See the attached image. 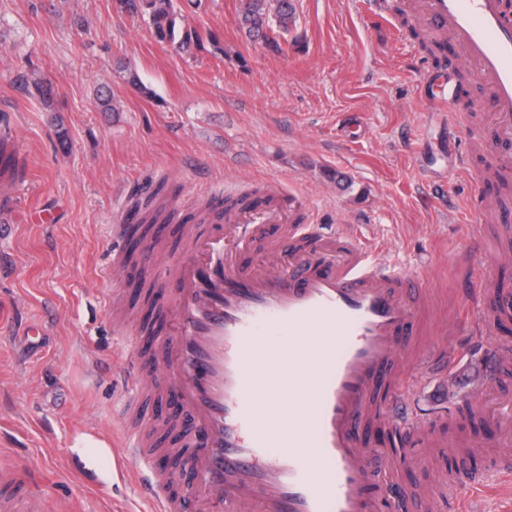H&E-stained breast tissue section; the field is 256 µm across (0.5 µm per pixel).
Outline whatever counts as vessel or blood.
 I'll use <instances>...</instances> for the list:
<instances>
[{"mask_svg": "<svg viewBox=\"0 0 512 512\" xmlns=\"http://www.w3.org/2000/svg\"><path fill=\"white\" fill-rule=\"evenodd\" d=\"M428 24L452 28L491 79L496 137L512 141V15L501 0H423ZM302 198L275 194L265 204L235 207L221 237L191 244V264H150L148 274L172 285L162 304L171 310L169 331L133 347L120 366L130 400L153 390L174 407L169 420L180 438L152 448L139 430L123 425L98 455L103 466L122 473L124 458L146 468L145 492L155 512H433L396 482L381 479L383 465L359 442L367 412H382L400 432L420 431L410 394L419 379L394 382L397 349L407 345L412 316L408 299L423 279L369 264L352 235L309 232L292 244L288 268L260 273L232 260L235 246L263 238L269 225L304 219ZM512 315V298L481 305L470 328L484 332ZM277 334L326 337L336 354L321 353L294 364L309 391L301 403L298 433L289 437L258 423L246 380L255 369V346ZM174 350L181 386L160 378L161 356ZM180 455L191 465L186 483H173L165 459ZM480 475L449 472V512L458 490H512V464ZM33 483L13 466L0 465V512H40Z\"/></svg>", "mask_w": 512, "mask_h": 512, "instance_id": "b4317fda", "label": "vessel or blood"}]
</instances>
